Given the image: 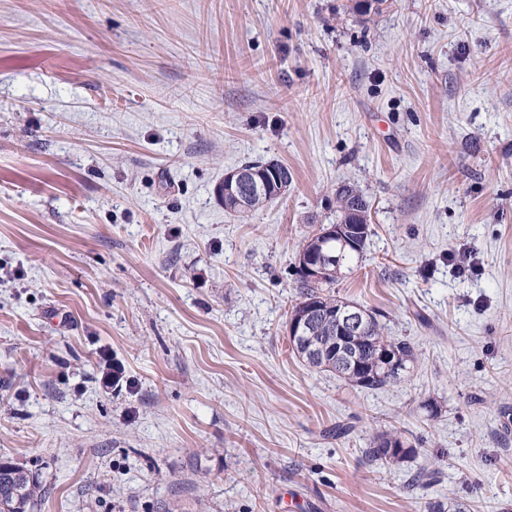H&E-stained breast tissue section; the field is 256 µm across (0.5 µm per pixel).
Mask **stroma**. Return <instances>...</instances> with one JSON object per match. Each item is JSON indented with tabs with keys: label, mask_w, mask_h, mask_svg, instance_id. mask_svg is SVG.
<instances>
[{
	"label": "stroma",
	"mask_w": 512,
	"mask_h": 512,
	"mask_svg": "<svg viewBox=\"0 0 512 512\" xmlns=\"http://www.w3.org/2000/svg\"><path fill=\"white\" fill-rule=\"evenodd\" d=\"M248 160L294 181L234 216ZM347 182L335 294L422 354L376 391L287 333ZM393 428L419 455L366 460ZM0 460L32 512H512V0H0ZM224 193L222 192V185H218L220 194L217 193L218 202L224 206V211L227 213L238 214L241 212L240 208L242 204L235 197L240 195L248 194H259L252 199L245 202L248 206L249 212H255L259 209L264 208L270 203L274 202L281 197L277 196V190L279 188L278 180L275 177L268 179L267 190L265 181L253 174L251 171L237 168L232 169L224 174ZM226 195H232L224 197ZM369 203L356 185H344L336 189V214L338 222L365 224L368 221ZM42 492L38 481L23 468L8 461L1 469L0 512H27Z\"/></svg>",
	"instance_id": "obj_1"
}]
</instances>
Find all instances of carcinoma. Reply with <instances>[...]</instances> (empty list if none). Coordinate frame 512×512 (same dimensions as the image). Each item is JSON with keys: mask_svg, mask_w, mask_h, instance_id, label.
<instances>
[{"mask_svg": "<svg viewBox=\"0 0 512 512\" xmlns=\"http://www.w3.org/2000/svg\"><path fill=\"white\" fill-rule=\"evenodd\" d=\"M388 0L356 2L353 10L361 16L379 14ZM277 178L267 181V190L247 201L248 211L255 212L279 199ZM369 203L355 185L336 189L338 220L362 224L368 220ZM371 232L349 234L345 241L336 242L334 263L324 265L320 278L312 280L295 272L299 299L290 317L306 322L308 332L291 342L292 351L311 369L330 372L353 390H378L402 383L418 363L421 353L407 338L391 336L380 314L362 309L363 325L360 332L349 337L344 350L336 349V322L332 314L338 308H349L355 303L336 298L332 291L342 270L361 266L367 239ZM301 250L316 256L327 252L320 229H315L304 240ZM419 453L417 443L398 430L375 433L368 438L366 456L373 460L404 461ZM43 489L34 476L9 462L0 471V512H29Z\"/></svg>", "mask_w": 512, "mask_h": 512, "instance_id": "1", "label": "carcinoma"}]
</instances>
